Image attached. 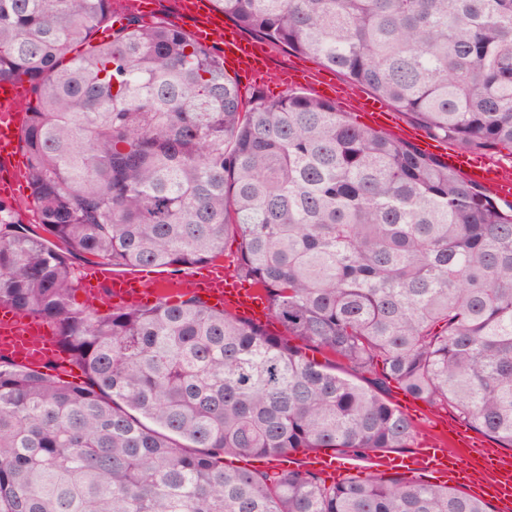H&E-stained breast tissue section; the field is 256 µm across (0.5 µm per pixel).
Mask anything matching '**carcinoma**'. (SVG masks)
<instances>
[{
  "label": "carcinoma",
  "mask_w": 512,
  "mask_h": 512,
  "mask_svg": "<svg viewBox=\"0 0 512 512\" xmlns=\"http://www.w3.org/2000/svg\"><path fill=\"white\" fill-rule=\"evenodd\" d=\"M212 2L435 140L512 151V0ZM23 78L31 203L65 249L1 199L0 306L52 320L82 377L0 355V512H494L400 474L227 459L408 448L392 382L512 447V203L333 101L244 97L214 48L117 27L112 0H0V83ZM230 232L286 335L189 292L71 303L75 258L194 266Z\"/></svg>",
  "instance_id": "obj_1"
}]
</instances>
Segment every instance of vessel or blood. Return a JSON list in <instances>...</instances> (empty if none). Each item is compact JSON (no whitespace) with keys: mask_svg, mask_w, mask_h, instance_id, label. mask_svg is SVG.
<instances>
[{"mask_svg":"<svg viewBox=\"0 0 512 512\" xmlns=\"http://www.w3.org/2000/svg\"><path fill=\"white\" fill-rule=\"evenodd\" d=\"M204 0H181V10L193 21V37L202 42L222 44L224 61L232 66L247 83L257 84L262 79L261 67L266 63V53L258 49L256 41L245 39L233 27L215 23L204 17ZM17 84H0V173L13 180H20L21 170L15 164L20 151V133L25 114L16 107L19 99ZM451 167L462 170L474 183L482 186L495 197L512 199V177L490 164L474 160L462 152L448 156ZM81 288L89 298H97L101 288H108L111 295L137 303L140 290L134 279L112 273L109 266L93 265L81 276ZM201 292L206 300L236 309L253 316L264 314L267 299L257 287H242L236 280L226 278L216 271L203 283ZM0 354L29 366H40L55 359L56 342L44 335L40 322L24 320L14 311H0ZM476 443L467 427L449 428L447 436L402 456L375 458L374 468L382 471L425 475L436 473L445 483L466 485L471 496L494 500L498 512H512V458L497 449L487 448L479 457L470 451ZM303 468L332 477L344 469V461L334 453L319 451L301 460Z\"/></svg>","mask_w":512,"mask_h":512,"instance_id":"obj_1","label":"vessel or blood"}]
</instances>
